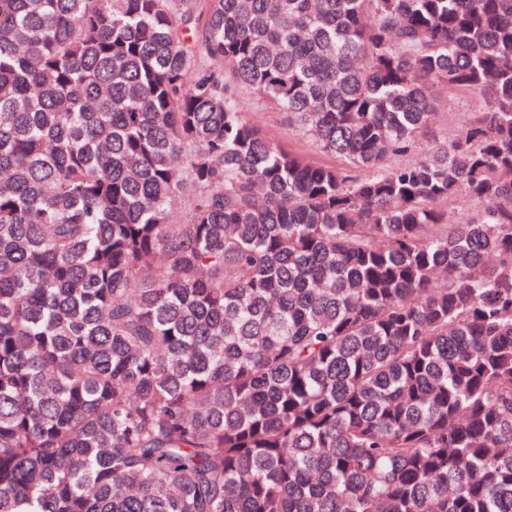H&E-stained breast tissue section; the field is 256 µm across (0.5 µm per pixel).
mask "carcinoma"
<instances>
[{
  "instance_id": "carcinoma-1",
  "label": "carcinoma",
  "mask_w": 512,
  "mask_h": 512,
  "mask_svg": "<svg viewBox=\"0 0 512 512\" xmlns=\"http://www.w3.org/2000/svg\"><path fill=\"white\" fill-rule=\"evenodd\" d=\"M0 512H512V0H0ZM439 105L430 130L421 140V148L427 149L435 143H444L462 136L473 112L478 110V101L469 93H437ZM242 100L246 117L265 135L291 144L314 161L329 165L341 164L337 158L318 152L308 137L293 129L288 116L267 99L246 93Z\"/></svg>"
}]
</instances>
